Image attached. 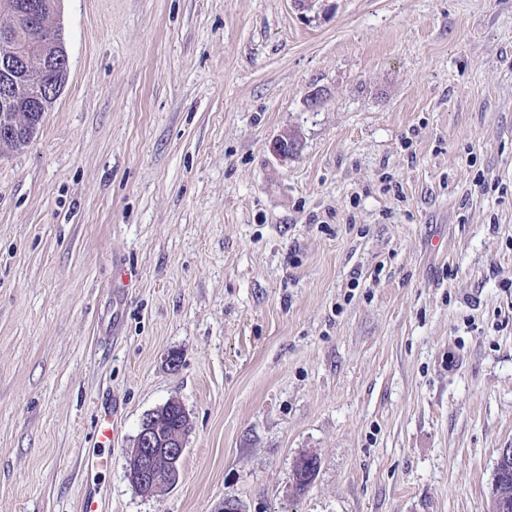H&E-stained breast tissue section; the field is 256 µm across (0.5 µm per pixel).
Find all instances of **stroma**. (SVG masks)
Instances as JSON below:
<instances>
[{"label":"stroma","instance_id":"35a3bbf8","mask_svg":"<svg viewBox=\"0 0 512 512\" xmlns=\"http://www.w3.org/2000/svg\"><path fill=\"white\" fill-rule=\"evenodd\" d=\"M59 8L66 84L0 154V512H80L90 488L104 512H490L512 0ZM172 398L181 478L145 497L126 453ZM111 407L110 466L85 472Z\"/></svg>","mask_w":512,"mask_h":512}]
</instances>
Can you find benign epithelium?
Segmentation results:
<instances>
[{
    "label": "benign epithelium",
    "mask_w": 512,
    "mask_h": 512,
    "mask_svg": "<svg viewBox=\"0 0 512 512\" xmlns=\"http://www.w3.org/2000/svg\"><path fill=\"white\" fill-rule=\"evenodd\" d=\"M14 35L4 31L0 33V73L7 80L0 83V103L8 105L10 99L9 80L23 74L24 54L14 47ZM57 87H41L29 99L27 109L42 111L46 99L54 96ZM299 148V141L293 134H285L274 139L270 145L271 154L278 160L288 159ZM162 421L152 416L145 420L135 444L126 453L125 473L130 483L144 496H152L173 487L171 479L179 476V468L185 450L184 430L161 434ZM512 457V448L498 450L494 468L493 496L500 495V479L507 459Z\"/></svg>",
    "instance_id": "benign-epithelium-1"
}]
</instances>
